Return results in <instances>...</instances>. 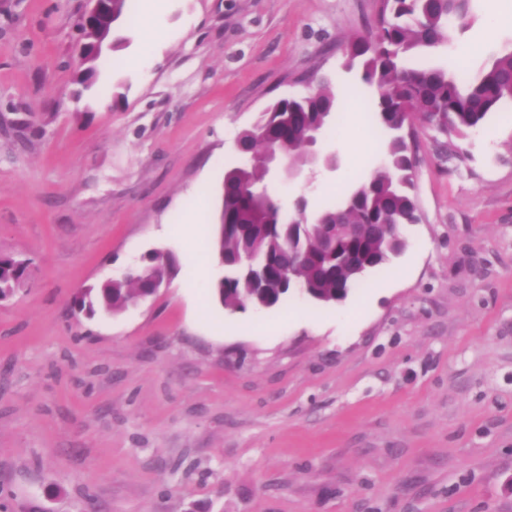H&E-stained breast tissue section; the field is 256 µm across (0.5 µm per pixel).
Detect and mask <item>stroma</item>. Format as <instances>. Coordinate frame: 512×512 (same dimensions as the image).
I'll list each match as a JSON object with an SVG mask.
<instances>
[{
  "label": "stroma",
  "mask_w": 512,
  "mask_h": 512,
  "mask_svg": "<svg viewBox=\"0 0 512 512\" xmlns=\"http://www.w3.org/2000/svg\"><path fill=\"white\" fill-rule=\"evenodd\" d=\"M83 0H0V254L28 280L0 302V486L8 512H512V112L465 139L420 124L418 223L405 250L347 299L231 311L220 270L188 251L196 211L215 221L238 131L341 45L377 0H158L165 38L137 70L129 46L74 81ZM466 33L489 53L487 0ZM122 100H114L115 90ZM324 139L340 165L268 191L310 210L349 189L362 109ZM30 120L18 136L16 119ZM152 248L172 251L167 290L92 319L74 296Z\"/></svg>",
  "instance_id": "35a3bbf8"
}]
</instances>
